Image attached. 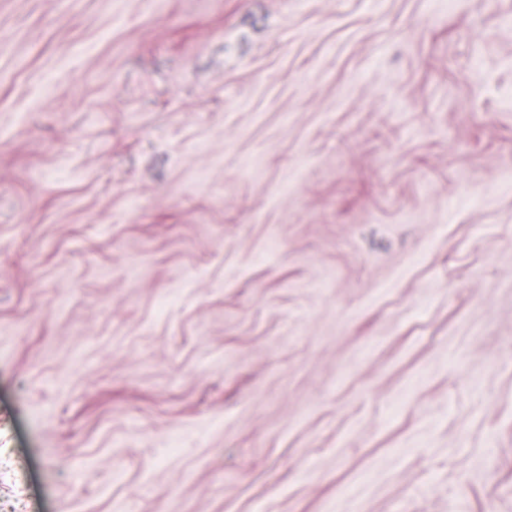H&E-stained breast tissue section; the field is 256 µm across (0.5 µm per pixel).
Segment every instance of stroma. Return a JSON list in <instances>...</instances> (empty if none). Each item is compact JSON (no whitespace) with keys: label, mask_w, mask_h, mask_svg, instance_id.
Segmentation results:
<instances>
[{"label":"stroma","mask_w":512,"mask_h":512,"mask_svg":"<svg viewBox=\"0 0 512 512\" xmlns=\"http://www.w3.org/2000/svg\"><path fill=\"white\" fill-rule=\"evenodd\" d=\"M0 512H512V0H0Z\"/></svg>","instance_id":"stroma-1"}]
</instances>
